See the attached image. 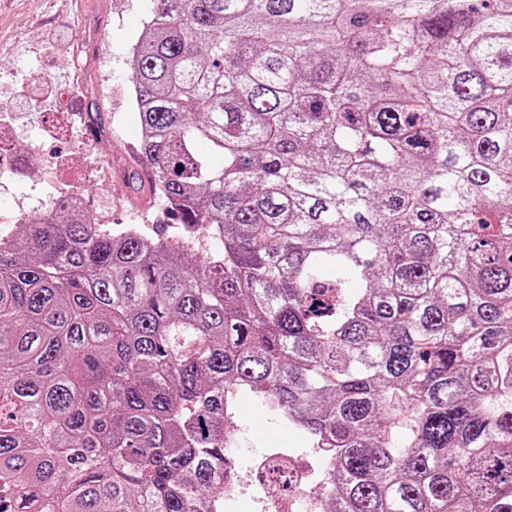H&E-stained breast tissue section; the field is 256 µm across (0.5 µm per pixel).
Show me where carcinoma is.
Masks as SVG:
<instances>
[{
	"label": "carcinoma",
	"mask_w": 512,
	"mask_h": 512,
	"mask_svg": "<svg viewBox=\"0 0 512 512\" xmlns=\"http://www.w3.org/2000/svg\"><path fill=\"white\" fill-rule=\"evenodd\" d=\"M132 57L178 240L0 233V512H224L239 393L323 512H512V0H153ZM235 404V423L239 430L233 454L239 458V463L252 457L255 451L266 448H289L297 465L314 470V473L318 470L319 460L307 448L302 437L297 433L276 428L268 416L257 407L252 395L239 396Z\"/></svg>",
	"instance_id": "obj_1"
}]
</instances>
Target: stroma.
I'll use <instances>...</instances> for the list:
<instances>
[{
	"instance_id": "1",
	"label": "stroma",
	"mask_w": 512,
	"mask_h": 512,
	"mask_svg": "<svg viewBox=\"0 0 512 512\" xmlns=\"http://www.w3.org/2000/svg\"><path fill=\"white\" fill-rule=\"evenodd\" d=\"M150 15L147 0H0V56L9 61L0 75V112L11 108L17 84L51 82L57 96L35 104L33 120L0 119V168L16 167L30 139L54 154L56 165L40 174L17 169L0 191L37 202L47 192L79 190L92 208L109 213L111 223L152 225L165 208L153 196L135 155L136 111L128 99L132 55L129 45ZM55 39V56L39 54L38 44ZM95 122L94 139L82 137ZM239 460L266 448H286L297 465L318 470L316 455L302 437L278 429L252 395L238 397L235 409Z\"/></svg>"
}]
</instances>
